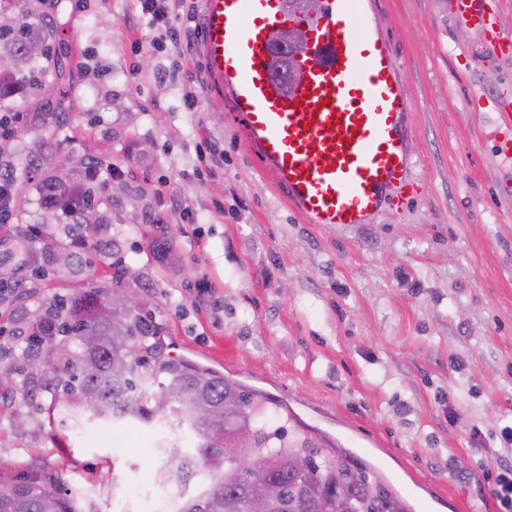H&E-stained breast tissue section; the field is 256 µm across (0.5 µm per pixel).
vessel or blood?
<instances>
[{
    "label": "vessel or blood",
    "instance_id": "obj_1",
    "mask_svg": "<svg viewBox=\"0 0 512 512\" xmlns=\"http://www.w3.org/2000/svg\"><path fill=\"white\" fill-rule=\"evenodd\" d=\"M367 0H327L311 22L313 49L285 90L271 39L288 21L281 0H205L202 53L210 77L289 205L311 224H364L409 185L411 102ZM461 12L490 29L479 0Z\"/></svg>",
    "mask_w": 512,
    "mask_h": 512
}]
</instances>
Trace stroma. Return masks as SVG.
Segmentation results:
<instances>
[{
  "instance_id": "stroma-1",
  "label": "stroma",
  "mask_w": 512,
  "mask_h": 512,
  "mask_svg": "<svg viewBox=\"0 0 512 512\" xmlns=\"http://www.w3.org/2000/svg\"><path fill=\"white\" fill-rule=\"evenodd\" d=\"M205 0L180 42L149 29L136 0H70L71 40L52 45L57 90L12 111L70 114L58 139L101 159L100 219L73 250L79 271H23L0 293V474L40 472L79 508L121 512L151 451L148 428L110 437L60 430L52 393L27 366V334L49 302L90 288L152 300L176 356L290 405L381 472L414 512H503L512 470V51L456 0H375L412 114L410 186L362 225L310 224L265 173L201 53ZM195 98V111L183 101ZM213 153L199 168L197 149ZM24 224L41 223L36 182L19 183ZM164 215L181 259L149 249ZM24 224H0V253L40 254Z\"/></svg>"
}]
</instances>
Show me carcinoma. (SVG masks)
<instances>
[{"label":"carcinoma","instance_id":"carcinoma-1","mask_svg":"<svg viewBox=\"0 0 512 512\" xmlns=\"http://www.w3.org/2000/svg\"><path fill=\"white\" fill-rule=\"evenodd\" d=\"M63 24L40 27L15 24L0 27V111L25 83L32 89L58 84L64 71L50 57V43L63 35ZM47 115H35L25 133L35 136L25 156L10 150L0 155V177L12 180L37 176L48 213L77 209L75 225L90 227L95 200L86 184L96 181V162L80 163L77 179L59 174V159L72 151L44 149ZM150 242L171 252L168 225L150 222ZM107 294L91 289L59 299L32 325L28 345L41 356L45 342L62 337L75 346L57 366L48 367L44 380L54 393L48 412L63 430L90 432L100 424L139 421L152 430L155 450L168 465L157 479L189 486L195 493L182 499L178 512H250L253 493L274 491V512H322L331 502L343 512H413L389 483L370 484L372 467L350 456L310 428H291L288 409L256 389L168 356L162 331L152 316L123 312L108 304ZM124 363L118 372L114 365ZM201 410L217 420L209 428L195 426ZM267 456V466L237 470L233 454L240 433ZM303 454L312 475L295 471L291 460ZM0 512H81L59 486V479L37 473L22 477L0 475Z\"/></svg>","mask_w":512,"mask_h":512}]
</instances>
